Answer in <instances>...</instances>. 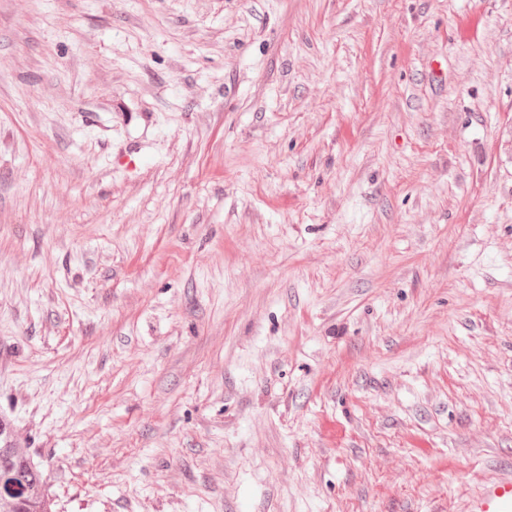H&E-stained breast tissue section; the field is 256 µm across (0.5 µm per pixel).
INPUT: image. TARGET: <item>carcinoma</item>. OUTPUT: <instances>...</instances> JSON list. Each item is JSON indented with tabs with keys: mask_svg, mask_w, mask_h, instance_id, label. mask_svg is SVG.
Masks as SVG:
<instances>
[{
	"mask_svg": "<svg viewBox=\"0 0 512 512\" xmlns=\"http://www.w3.org/2000/svg\"><path fill=\"white\" fill-rule=\"evenodd\" d=\"M0 512H55L46 461L18 447L11 420L0 416Z\"/></svg>",
	"mask_w": 512,
	"mask_h": 512,
	"instance_id": "1",
	"label": "carcinoma"
}]
</instances>
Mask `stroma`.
<instances>
[{"label":"stroma","mask_w":512,"mask_h":512,"mask_svg":"<svg viewBox=\"0 0 512 512\" xmlns=\"http://www.w3.org/2000/svg\"><path fill=\"white\" fill-rule=\"evenodd\" d=\"M0 413L56 512L512 478V0H0Z\"/></svg>","instance_id":"stroma-1"}]
</instances>
